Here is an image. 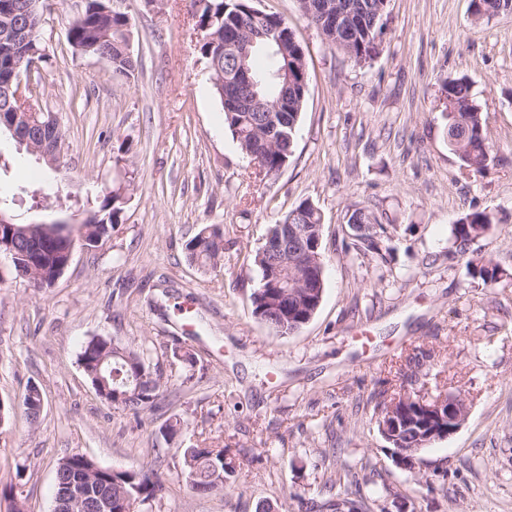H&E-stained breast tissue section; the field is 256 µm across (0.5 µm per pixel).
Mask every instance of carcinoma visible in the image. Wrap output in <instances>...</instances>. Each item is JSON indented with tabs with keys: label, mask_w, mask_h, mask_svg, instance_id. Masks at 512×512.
Instances as JSON below:
<instances>
[{
	"label": "carcinoma",
	"mask_w": 512,
	"mask_h": 512,
	"mask_svg": "<svg viewBox=\"0 0 512 512\" xmlns=\"http://www.w3.org/2000/svg\"><path fill=\"white\" fill-rule=\"evenodd\" d=\"M250 0H192L194 29L201 33L200 52L211 66L212 88L219 98L224 112V124L236 138L241 151L264 146L267 135L274 125L288 123V137L264 154L263 176L280 171L285 159L289 158L295 144L300 114L303 110L307 91L298 84L300 75L295 67L306 68L304 50L288 21L269 14L267 27L282 36L281 43H257L251 50L248 64L255 74L262 78L256 88L261 105L252 108L246 102L224 100L221 89L224 81L235 72L236 43L247 40L257 26L252 15ZM474 15L489 18L503 12H512V0H473ZM33 37L19 46L13 57L0 59V69L10 65L18 71L27 72L32 58L46 63L49 57L43 53L39 41L42 13L39 5L27 14ZM130 18L126 14L110 9V0H84L81 12L72 20L67 39L73 50L84 56L99 57L108 52L114 71L131 75L137 60L126 54L130 42ZM325 41L342 50L357 64L365 63L377 52L379 41L376 32L363 29L337 35L327 32ZM440 98L443 111L447 112L450 145L457 154L461 165L469 170L481 171L490 160L489 146L480 137L484 130L483 112L476 104L469 82L464 78L449 80L443 84ZM19 110L13 94L0 95V128L14 122ZM52 119L50 112H38L32 124L22 121L28 136L38 145L43 144L48 133L41 125ZM123 198L115 190L105 193L96 208L85 209L78 224L95 227L94 235L100 242L112 238L114 225L120 223ZM321 214L307 200L280 213L269 225L266 237L273 238L281 224H319ZM492 224L488 214L472 212L462 217L453 228L455 239L462 243L471 242L483 236ZM190 262L203 269L214 268L224 257V233L220 225H208L199 230L185 245ZM264 247H259L253 264L258 278L251 293L252 314L278 336L290 335L292 328L304 327L305 312L298 310L299 298H283L276 292L273 282L277 280L279 267L271 263ZM474 272L486 284L499 280V268L487 259L474 265ZM112 363V377L99 382L107 390L112 403L137 414L152 407L160 396L161 378L150 371L145 353L140 349L121 346L104 337L89 339L81 351L79 361L86 375L99 372L100 361ZM187 478L195 488L204 494L216 487L224 486L229 464L224 461V449L196 446L182 449ZM104 490L112 493V512H138V506L160 497L165 489L161 475L152 467L121 470L104 477Z\"/></svg>",
	"instance_id": "1"
}]
</instances>
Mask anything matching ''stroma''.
Listing matches in <instances>:
<instances>
[{
	"mask_svg": "<svg viewBox=\"0 0 512 512\" xmlns=\"http://www.w3.org/2000/svg\"><path fill=\"white\" fill-rule=\"evenodd\" d=\"M80 0H43L49 57L37 105L65 140L52 168L0 133V196L16 223L62 221L121 189L108 242L76 248L53 287L16 278L0 257V512H53L56 468L81 453L97 465L159 469L162 497L141 512H319L348 483L368 512H512V13L481 20L472 0H390L377 54L355 64L303 18L298 0H254L288 19L306 58L308 92L286 165L255 178L224 124L199 52L191 0H116L132 23L130 76L75 53ZM463 77L486 118L491 160L464 169L439 107ZM309 200L322 216L323 299L297 334L277 336L252 313L250 257L280 212ZM387 236L356 254L350 216ZM492 219L463 245L451 229ZM224 227V259L202 270L185 243ZM500 270L485 285L476 257ZM105 336L147 351L163 375L159 409L105 403L79 361ZM192 349L182 380L172 349ZM43 397L26 420L30 388ZM464 400L456 433L397 464L373 413L394 394ZM183 428L173 440L162 430ZM223 449V489L196 494L182 448ZM492 224L488 214L472 212L462 217L453 228V235L460 243L471 242L483 236Z\"/></svg>",
	"mask_w": 512,
	"mask_h": 512,
	"instance_id": "stroma-1",
	"label": "stroma"
}]
</instances>
